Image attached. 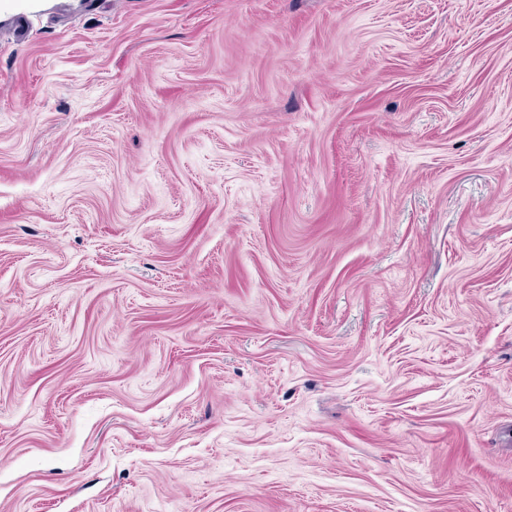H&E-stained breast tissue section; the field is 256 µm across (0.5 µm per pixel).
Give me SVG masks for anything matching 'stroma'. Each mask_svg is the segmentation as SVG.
Here are the masks:
<instances>
[{
  "label": "stroma",
  "mask_w": 512,
  "mask_h": 512,
  "mask_svg": "<svg viewBox=\"0 0 512 512\" xmlns=\"http://www.w3.org/2000/svg\"><path fill=\"white\" fill-rule=\"evenodd\" d=\"M0 512H512V0H0Z\"/></svg>",
  "instance_id": "1"
}]
</instances>
